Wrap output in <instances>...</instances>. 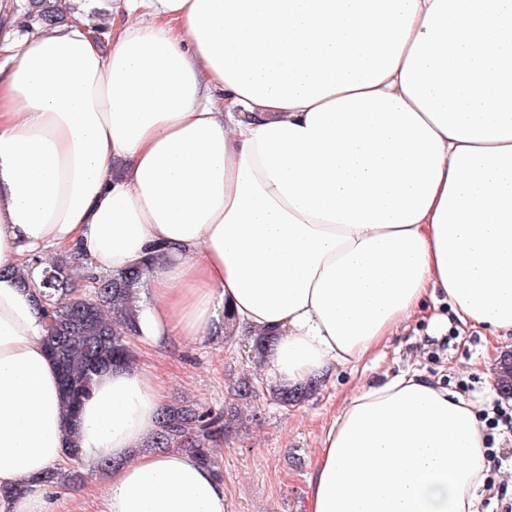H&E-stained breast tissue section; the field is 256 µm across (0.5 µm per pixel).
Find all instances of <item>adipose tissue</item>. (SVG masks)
<instances>
[{"label":"adipose tissue","instance_id":"obj_1","mask_svg":"<svg viewBox=\"0 0 512 512\" xmlns=\"http://www.w3.org/2000/svg\"><path fill=\"white\" fill-rule=\"evenodd\" d=\"M0 46V267L82 252L150 271L141 335L271 333L292 386L361 361L429 300L512 333V0H107ZM158 376L102 371L65 416L29 292L0 278V512H57L68 447L104 512H229L192 455L141 451ZM476 407L422 375L361 386L308 512H475Z\"/></svg>","mask_w":512,"mask_h":512}]
</instances>
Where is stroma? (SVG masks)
<instances>
[{
    "label": "stroma",
    "mask_w": 512,
    "mask_h": 512,
    "mask_svg": "<svg viewBox=\"0 0 512 512\" xmlns=\"http://www.w3.org/2000/svg\"><path fill=\"white\" fill-rule=\"evenodd\" d=\"M447 303H429L423 318L400 329L362 361L337 368L308 401L283 407L271 393L272 381L257 370L258 393L243 401L227 388V378L246 372L247 338L196 340L159 352L135 340L139 368L163 377L168 400L231 413L228 430L214 451L231 512H306L311 462L323 428L353 388L395 375L421 373L450 391L490 408L488 386L501 355L512 353L481 327L459 332ZM512 504V465L488 469L478 491L476 512H504Z\"/></svg>",
    "instance_id": "obj_1"
}]
</instances>
